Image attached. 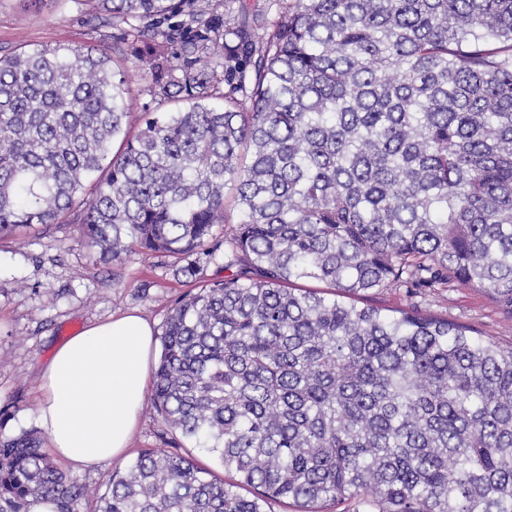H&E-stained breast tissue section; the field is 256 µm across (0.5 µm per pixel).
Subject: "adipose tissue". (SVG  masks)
<instances>
[{
    "mask_svg": "<svg viewBox=\"0 0 512 512\" xmlns=\"http://www.w3.org/2000/svg\"><path fill=\"white\" fill-rule=\"evenodd\" d=\"M154 342L151 324L131 311L57 347L40 369L38 408L56 456L86 467L126 453L144 407Z\"/></svg>",
    "mask_w": 512,
    "mask_h": 512,
    "instance_id": "1",
    "label": "adipose tissue"
}]
</instances>
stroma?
Listing matches in <instances>:
<instances>
[{"label": "stroma", "mask_w": 512, "mask_h": 512, "mask_svg": "<svg viewBox=\"0 0 512 512\" xmlns=\"http://www.w3.org/2000/svg\"><path fill=\"white\" fill-rule=\"evenodd\" d=\"M125 26L103 27L76 0H0V54L35 45L124 44ZM173 260L136 253L104 264L85 242L76 214L63 223L0 239V434L37 428V371L70 336L112 315L138 311L162 332L175 303L191 284L177 280ZM431 313L477 328L499 345L512 344V318L484 291L451 288L429 298ZM171 434L145 405L126 459L81 469L59 467L90 489L79 512H95L94 491L144 448H171Z\"/></svg>", "instance_id": "obj_1"}]
</instances>
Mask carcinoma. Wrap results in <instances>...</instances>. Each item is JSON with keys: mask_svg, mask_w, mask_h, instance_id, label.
<instances>
[{"mask_svg": "<svg viewBox=\"0 0 512 512\" xmlns=\"http://www.w3.org/2000/svg\"><path fill=\"white\" fill-rule=\"evenodd\" d=\"M277 2L257 36L210 0H76L128 27L135 130L114 48L0 55V238L78 208L103 262L227 272L161 333L152 400L191 450L141 451L98 512H512V345L355 303L456 283L512 318V0ZM85 494L0 436V512ZM124 65L128 71L131 108L132 112H135L132 116V119L134 120L137 116V112H143L145 106L151 105V100L150 96L144 92L147 82L145 76H143V74L134 67L132 61H128Z\"/></svg>", "mask_w": 512, "mask_h": 512, "instance_id": "carcinoma-1", "label": "carcinoma"}]
</instances>
